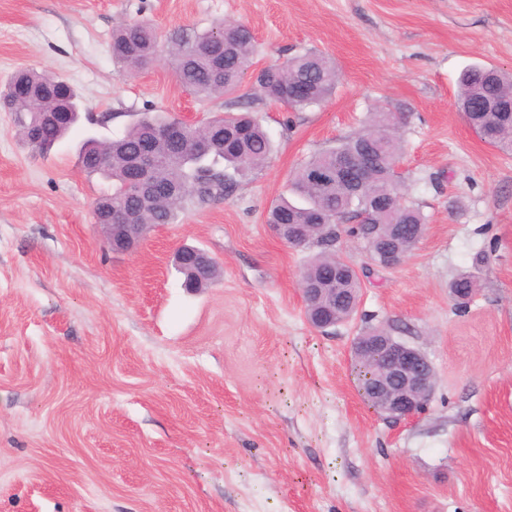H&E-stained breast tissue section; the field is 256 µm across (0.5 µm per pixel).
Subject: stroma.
Instances as JSON below:
<instances>
[{"mask_svg":"<svg viewBox=\"0 0 512 512\" xmlns=\"http://www.w3.org/2000/svg\"><path fill=\"white\" fill-rule=\"evenodd\" d=\"M141 20L159 52L125 77L112 31ZM222 21L252 30L256 67L313 49L342 79L301 112L239 101L274 142L268 163L113 251L92 214L112 182L78 146L148 111L228 110L181 87L168 54L174 34ZM472 64L512 72V0H0V88L22 67L54 73L99 118L44 155L0 111V512H512V155L457 106ZM381 105L402 117L425 235L386 269L344 235L360 305L322 332L298 286L313 252L266 214ZM183 244L218 261L208 287L183 288ZM462 272L479 292L460 309ZM372 328L435 367L427 410L397 426L357 388L350 346Z\"/></svg>","mask_w":512,"mask_h":512,"instance_id":"obj_1","label":"stroma"}]
</instances>
